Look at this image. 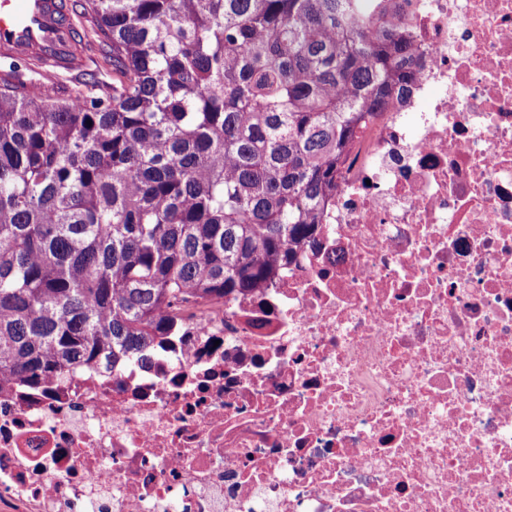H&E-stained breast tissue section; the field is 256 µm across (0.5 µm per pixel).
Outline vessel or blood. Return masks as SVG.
<instances>
[{
    "mask_svg": "<svg viewBox=\"0 0 512 512\" xmlns=\"http://www.w3.org/2000/svg\"><path fill=\"white\" fill-rule=\"evenodd\" d=\"M0 54L81 71L70 0H0Z\"/></svg>",
    "mask_w": 512,
    "mask_h": 512,
    "instance_id": "obj_1",
    "label": "vessel or blood"
}]
</instances>
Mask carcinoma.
I'll return each mask as SVG.
<instances>
[{"label": "carcinoma", "instance_id": "cac0c4a2", "mask_svg": "<svg viewBox=\"0 0 512 512\" xmlns=\"http://www.w3.org/2000/svg\"><path fill=\"white\" fill-rule=\"evenodd\" d=\"M388 6L83 0L111 88L0 87V378L135 358L165 312L287 264L413 79Z\"/></svg>", "mask_w": 512, "mask_h": 512}]
</instances>
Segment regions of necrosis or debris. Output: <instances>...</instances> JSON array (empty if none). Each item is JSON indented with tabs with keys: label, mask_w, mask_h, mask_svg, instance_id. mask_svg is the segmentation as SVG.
I'll use <instances>...</instances> for the list:
<instances>
[{
	"label": "necrosis or debris",
	"mask_w": 512,
	"mask_h": 512,
	"mask_svg": "<svg viewBox=\"0 0 512 512\" xmlns=\"http://www.w3.org/2000/svg\"><path fill=\"white\" fill-rule=\"evenodd\" d=\"M412 84L313 244L148 363L0 380V512H512V0H392Z\"/></svg>",
	"instance_id": "necrosis-or-debris-1"
}]
</instances>
